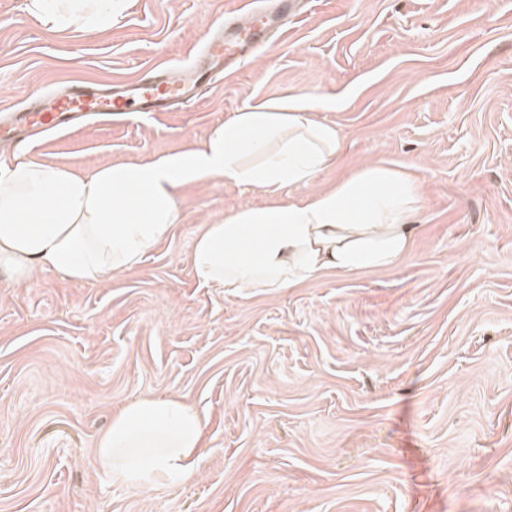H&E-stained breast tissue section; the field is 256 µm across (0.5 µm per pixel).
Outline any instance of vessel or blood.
Returning <instances> with one entry per match:
<instances>
[{"label":"vessel or blood","instance_id":"vessel-or-blood-1","mask_svg":"<svg viewBox=\"0 0 512 512\" xmlns=\"http://www.w3.org/2000/svg\"><path fill=\"white\" fill-rule=\"evenodd\" d=\"M299 14L295 0H274L272 8L254 12L241 8L225 14L207 33L203 45L193 46L194 75L178 77L175 68L157 64L144 69L132 83L75 81L50 94L35 107L11 113L14 126L61 128L75 114L120 115L138 112L156 116L173 112L211 91L225 70L251 60L271 39L281 38Z\"/></svg>","mask_w":512,"mask_h":512}]
</instances>
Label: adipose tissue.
<instances>
[{"mask_svg": "<svg viewBox=\"0 0 512 512\" xmlns=\"http://www.w3.org/2000/svg\"><path fill=\"white\" fill-rule=\"evenodd\" d=\"M127 3L24 0V9L53 33H102ZM317 106L307 94L249 105L199 149L84 172L14 151L0 161V270L19 285L40 267L103 283L137 265L180 223L177 196L186 185L221 177L275 194L312 183L341 152L336 128L313 118ZM418 201L408 174L371 162L301 201L241 206L205 225L193 269L227 295L274 296L326 271L389 268L413 247ZM203 432L200 415L180 401L135 400L99 437L96 465L122 486L181 482L196 472Z\"/></svg>", "mask_w": 512, "mask_h": 512, "instance_id": "adipose-tissue-1", "label": "adipose tissue"}]
</instances>
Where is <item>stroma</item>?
Masks as SVG:
<instances>
[{"instance_id": "1", "label": "stroma", "mask_w": 512, "mask_h": 512, "mask_svg": "<svg viewBox=\"0 0 512 512\" xmlns=\"http://www.w3.org/2000/svg\"><path fill=\"white\" fill-rule=\"evenodd\" d=\"M240 0H130L110 31L50 33L0 0V113L75 79L187 66ZM299 93L343 148L277 195L185 186L181 222L105 283L0 274V512H512V0H311L285 38L195 104L44 132L84 171L201 146L248 105ZM419 186L389 269L269 297L202 283L190 256L234 209L300 201L370 162ZM205 429L196 474L112 484L94 448L139 398Z\"/></svg>"}]
</instances>
